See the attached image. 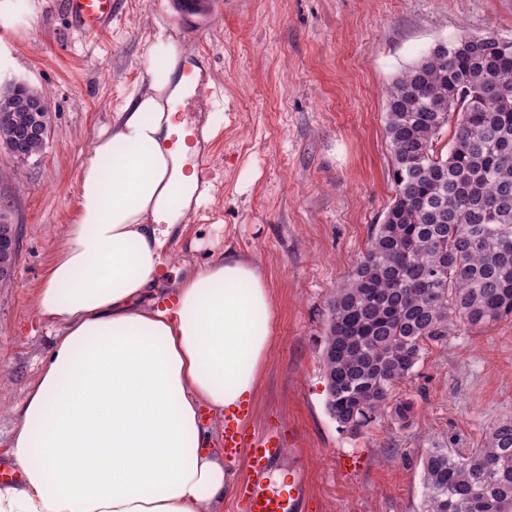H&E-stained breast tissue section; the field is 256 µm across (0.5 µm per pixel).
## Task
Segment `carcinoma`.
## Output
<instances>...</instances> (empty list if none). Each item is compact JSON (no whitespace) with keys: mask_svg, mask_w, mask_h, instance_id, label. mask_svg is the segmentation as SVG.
Wrapping results in <instances>:
<instances>
[{"mask_svg":"<svg viewBox=\"0 0 512 512\" xmlns=\"http://www.w3.org/2000/svg\"><path fill=\"white\" fill-rule=\"evenodd\" d=\"M37 94L0 89L1 148L17 129L51 124ZM386 133L395 197L330 299L324 336L325 407L353 434L388 408L409 417L413 403L393 389L451 326L512 318V39L433 48L388 87ZM421 464V512H512V419L467 455L432 448Z\"/></svg>","mask_w":512,"mask_h":512,"instance_id":"cac0c4a2","label":"carcinoma"}]
</instances>
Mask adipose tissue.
Returning a JSON list of instances; mask_svg holds the SVG:
<instances>
[{
    "label": "adipose tissue",
    "instance_id": "adipose-tissue-1",
    "mask_svg": "<svg viewBox=\"0 0 512 512\" xmlns=\"http://www.w3.org/2000/svg\"><path fill=\"white\" fill-rule=\"evenodd\" d=\"M166 29L142 82L81 170L77 216L36 298L61 336L30 387L10 454L21 485L0 512H217L233 475L199 411L253 395L273 347L275 304L253 259L222 254L149 300L165 245L206 201L174 117L194 90Z\"/></svg>",
    "mask_w": 512,
    "mask_h": 512
}]
</instances>
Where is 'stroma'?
<instances>
[{
  "label": "stroma",
  "mask_w": 512,
  "mask_h": 512,
  "mask_svg": "<svg viewBox=\"0 0 512 512\" xmlns=\"http://www.w3.org/2000/svg\"><path fill=\"white\" fill-rule=\"evenodd\" d=\"M160 25L212 90L185 118H213L214 138L197 157L209 197L170 239L158 298L186 266L228 251L256 259L275 335L248 403L284 448L267 483L301 471L303 512H420L421 457L468 452L512 418V319L429 343L394 391L413 402L409 420L387 412L352 434L325 408L328 304L394 197L386 88L437 43L512 38V0H214L204 16L177 0H116L96 38L71 29L61 0H0V85L32 86L52 116L41 153L0 152V214L18 237L14 274L0 281V467L14 466L26 394L60 336L36 316L35 297L76 217L83 160L141 81L144 42ZM349 455L358 470L340 468Z\"/></svg>",
  "instance_id": "stroma-1"
}]
</instances>
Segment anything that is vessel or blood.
Listing matches in <instances>:
<instances>
[{"label":"vessel or blood","instance_id":"1","mask_svg":"<svg viewBox=\"0 0 512 512\" xmlns=\"http://www.w3.org/2000/svg\"><path fill=\"white\" fill-rule=\"evenodd\" d=\"M114 2L64 0L63 8L76 31L95 36L111 23ZM251 415V406L245 405L224 417V456L243 458L247 467V478L238 489L244 512H301L307 495L303 474L292 472L284 488H269L266 475L282 457V443L275 431L250 428Z\"/></svg>","mask_w":512,"mask_h":512}]
</instances>
